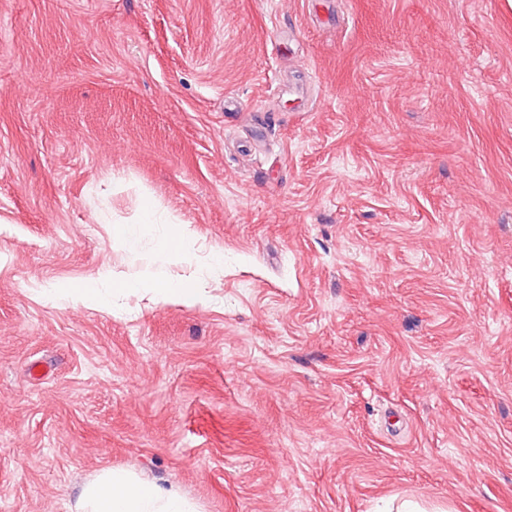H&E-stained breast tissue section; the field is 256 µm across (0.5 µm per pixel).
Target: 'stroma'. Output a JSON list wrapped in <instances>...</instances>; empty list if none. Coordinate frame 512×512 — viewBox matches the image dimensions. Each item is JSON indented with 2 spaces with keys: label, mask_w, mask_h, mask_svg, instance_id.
<instances>
[{
  "label": "stroma",
  "mask_w": 512,
  "mask_h": 512,
  "mask_svg": "<svg viewBox=\"0 0 512 512\" xmlns=\"http://www.w3.org/2000/svg\"><path fill=\"white\" fill-rule=\"evenodd\" d=\"M111 270L203 301L42 297ZM111 467L512 512L507 0H0V512ZM173 242L176 244L173 245ZM193 246L194 240L191 238L190 232L184 226H180L163 242L162 249L174 261L184 262L190 258Z\"/></svg>",
  "instance_id": "1"
}]
</instances>
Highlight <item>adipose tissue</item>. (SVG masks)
<instances>
[{"mask_svg":"<svg viewBox=\"0 0 512 512\" xmlns=\"http://www.w3.org/2000/svg\"><path fill=\"white\" fill-rule=\"evenodd\" d=\"M112 288L123 294H148L164 301L197 302L200 290L187 281L113 277ZM77 512H196L178 492L143 480L123 470L108 469L83 489Z\"/></svg>","mask_w":512,"mask_h":512,"instance_id":"adipose-tissue-1","label":"adipose tissue"}]
</instances>
